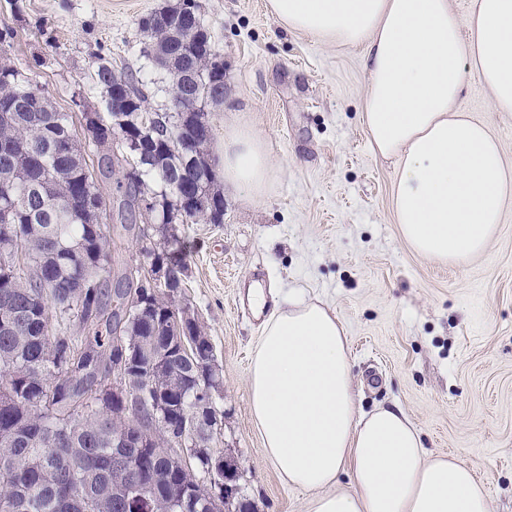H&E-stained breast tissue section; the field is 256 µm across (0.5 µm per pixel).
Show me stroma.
Wrapping results in <instances>:
<instances>
[{"instance_id":"35a3bbf8","label":"stroma","mask_w":512,"mask_h":512,"mask_svg":"<svg viewBox=\"0 0 512 512\" xmlns=\"http://www.w3.org/2000/svg\"><path fill=\"white\" fill-rule=\"evenodd\" d=\"M168 0H26L0 24L10 54L53 99L92 93L97 54L136 73L149 111H162V76L143 57L138 19ZM265 0H196L224 60V103L211 109V155L227 124L267 141L273 180L252 203L224 195L220 224H183L188 264L182 300L214 347L224 387L222 446L238 458L257 512H309L311 492L284 484L267 460L248 404L247 375L262 318L252 285L302 290L343 324L359 408L396 404L432 454L471 463L491 512H512V205L480 256L440 265L414 253L393 213L395 160L377 156L362 122L365 46L339 48L284 29ZM46 23L45 47L36 33ZM459 105L485 123L512 167V112L492 107L468 79Z\"/></svg>"}]
</instances>
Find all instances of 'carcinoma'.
<instances>
[{
    "mask_svg": "<svg viewBox=\"0 0 512 512\" xmlns=\"http://www.w3.org/2000/svg\"><path fill=\"white\" fill-rule=\"evenodd\" d=\"M146 38L143 56L169 81L174 114L154 113L142 129L151 149L132 170L123 142L135 134L112 124L114 101L131 112L147 109L136 74H118L112 61L97 55L93 88L101 98L97 142L75 138L72 117L60 112L44 89L8 57L13 38L0 28V252L21 254L22 263L0 268V512H81L88 498L100 512H207L212 482L206 465L195 473L196 492L185 493L187 475L161 447H112L121 425L98 409L93 387L108 373L78 377L89 362L83 346L93 339L102 352L125 354L138 387L145 388L147 366L179 334L168 316V302L157 300L149 316L129 320L126 296L135 284L121 272L116 286L104 279L112 250L115 219L124 234L140 237L142 225L213 224L224 211L209 154V109L224 102L221 58L213 49L195 0H180L138 19ZM97 157L87 163L86 151ZM115 179L105 194L99 181ZM161 199L145 216L141 203ZM195 196L194 208L180 200ZM166 375L199 377L188 363L162 366ZM195 409V396L175 402L167 437L182 432ZM67 447H57L59 438ZM134 463L131 476L111 478L112 455Z\"/></svg>",
    "mask_w": 512,
    "mask_h": 512,
    "instance_id": "1",
    "label": "carcinoma"
}]
</instances>
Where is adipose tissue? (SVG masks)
<instances>
[{
	"label": "adipose tissue",
	"mask_w": 512,
	"mask_h": 512,
	"mask_svg": "<svg viewBox=\"0 0 512 512\" xmlns=\"http://www.w3.org/2000/svg\"><path fill=\"white\" fill-rule=\"evenodd\" d=\"M284 28L339 47L365 45L362 121L374 151L397 158L393 196L403 239L422 257L461 263L482 253L512 199V168L485 124L458 102L468 78L512 112V0H265ZM224 185L263 198L265 139L224 129ZM248 403L281 480L313 492L310 512H491L474 466L428 455L399 406L358 408L346 331L319 300L275 303L248 368ZM351 487L340 485L343 474Z\"/></svg>",
	"instance_id": "ef3b65f1"
}]
</instances>
